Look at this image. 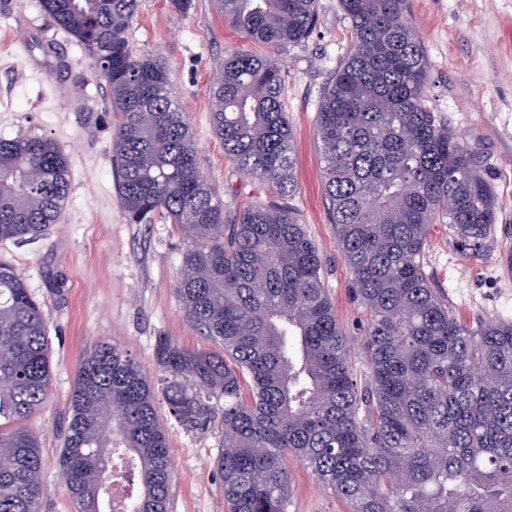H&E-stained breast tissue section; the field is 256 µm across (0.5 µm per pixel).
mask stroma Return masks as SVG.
Here are the masks:
<instances>
[{
  "label": "stroma",
  "instance_id": "stroma-1",
  "mask_svg": "<svg viewBox=\"0 0 512 512\" xmlns=\"http://www.w3.org/2000/svg\"><path fill=\"white\" fill-rule=\"evenodd\" d=\"M408 16L427 55L428 91L449 126L482 160L498 201L484 257L474 259L438 229L425 257L431 285L467 324L512 320V0H409ZM136 55L159 57L196 141L202 171L228 212L272 202V183L243 174L225 157L212 130L209 85L215 64L245 41L213 0H192L187 12L169 0H139L128 30ZM350 48V25L339 0H319L314 30L279 59L293 129L297 191L290 204L323 257L324 286L349 346L353 375L366 386V315L348 291L350 274L322 194L316 116L325 87ZM115 118L106 82L87 49L55 28L40 0H0V137L50 138L65 149L71 192L58 224L43 238L0 240V262L16 267L48 324L53 379L50 398L30 426L39 438L47 495L42 512H73L58 478V456L75 374L86 351L123 343L150 378L159 375L158 337L188 347L207 341L186 321L174 280L186 242L164 218L129 223L112 168ZM158 417L172 459L168 512H224L212 470L215 434H191ZM288 512H347L344 501L310 470L292 469Z\"/></svg>",
  "mask_w": 512,
  "mask_h": 512
}]
</instances>
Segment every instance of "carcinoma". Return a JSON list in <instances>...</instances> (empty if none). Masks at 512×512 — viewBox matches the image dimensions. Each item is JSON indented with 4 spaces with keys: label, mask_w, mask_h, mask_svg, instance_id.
I'll return each instance as SVG.
<instances>
[{
    "label": "carcinoma",
    "mask_w": 512,
    "mask_h": 512,
    "mask_svg": "<svg viewBox=\"0 0 512 512\" xmlns=\"http://www.w3.org/2000/svg\"><path fill=\"white\" fill-rule=\"evenodd\" d=\"M352 48L316 117L323 192L336 244L364 309L370 386L353 379L347 338L322 282V258L293 208L234 214L201 170L193 133L154 56L127 31L138 0H41L84 45L110 93L112 162L135 224L157 215L186 248L175 290L216 348L158 337L160 383L104 342L82 359L59 479L76 512H112L110 456L135 461L129 512H168L171 461L157 401L188 433L213 432L226 512H288L294 464L348 512H512V321L467 325L431 287L425 255L439 224L483 256L496 197L476 155L428 94L424 45L407 0H340ZM246 42L283 48L313 31L319 0H214ZM286 75L240 48L209 87L213 131L246 175L296 190ZM71 189L64 149L0 139V240L41 238ZM47 323L21 275L0 263V512H41L39 440L47 403Z\"/></svg>",
    "instance_id": "cac0c4a2"
}]
</instances>
